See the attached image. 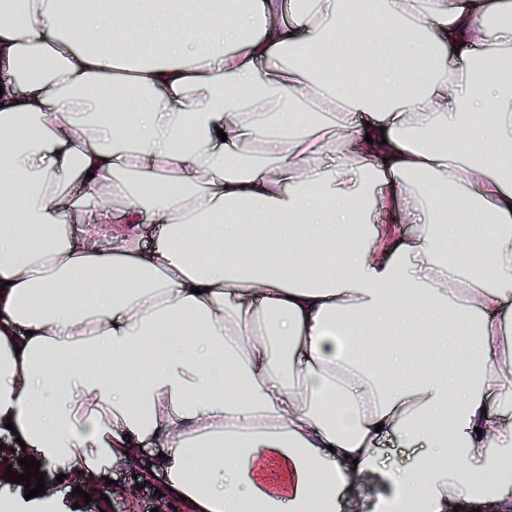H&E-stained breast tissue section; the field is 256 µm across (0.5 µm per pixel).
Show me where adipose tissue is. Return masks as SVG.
Returning a JSON list of instances; mask_svg holds the SVG:
<instances>
[{
	"instance_id": "1",
	"label": "adipose tissue",
	"mask_w": 512,
	"mask_h": 512,
	"mask_svg": "<svg viewBox=\"0 0 512 512\" xmlns=\"http://www.w3.org/2000/svg\"><path fill=\"white\" fill-rule=\"evenodd\" d=\"M0 71V436L512 512V0H0Z\"/></svg>"
}]
</instances>
